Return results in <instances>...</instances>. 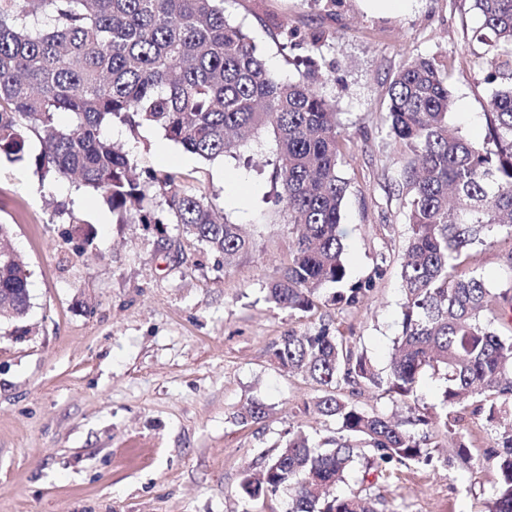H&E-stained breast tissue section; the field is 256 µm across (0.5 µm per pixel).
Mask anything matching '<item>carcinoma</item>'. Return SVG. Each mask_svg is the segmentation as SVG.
<instances>
[{
	"instance_id": "1",
	"label": "carcinoma",
	"mask_w": 512,
	"mask_h": 512,
	"mask_svg": "<svg viewBox=\"0 0 512 512\" xmlns=\"http://www.w3.org/2000/svg\"><path fill=\"white\" fill-rule=\"evenodd\" d=\"M483 18L473 38L487 46L498 83L483 113L486 136L465 138L449 120L447 77L433 59L406 61L390 83L388 136L409 161L398 186L408 210L400 256L404 294L401 332L389 370L329 323L289 331L275 360L321 387L304 411L333 418L343 435L315 440L301 429L243 471L248 499L288 493L286 512H382L384 501L337 493L351 480L387 479L393 470L438 459L408 418L384 415L341 395L382 392L406 404L420 376L442 374L440 408L455 458L471 459L456 432L470 402L487 406L495 424L512 410V338L493 328L492 292L467 259L494 234L512 238V0H470ZM315 71L285 81L270 70L250 37L230 24L224 0H0V160L26 162L41 176L76 178L112 211L118 224H160L145 188L161 196L183 235L233 262L253 245L240 225L216 215L188 177L141 168L102 129L144 126L206 161L235 157L244 133L269 127L276 141L274 180L288 223L297 225L288 263L266 299L290 313L319 309L325 299L355 307L373 282L348 283L342 212L348 191L338 170L345 140L336 103L315 87ZM71 116L62 127L57 114ZM41 149L35 153L31 139ZM0 224V320L28 314V276ZM268 406L253 401L238 414L259 423ZM485 463L497 482L485 512H512V428L494 429Z\"/></svg>"
}]
</instances>
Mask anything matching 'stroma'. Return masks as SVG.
Wrapping results in <instances>:
<instances>
[{"label":"stroma","mask_w":512,"mask_h":512,"mask_svg":"<svg viewBox=\"0 0 512 512\" xmlns=\"http://www.w3.org/2000/svg\"><path fill=\"white\" fill-rule=\"evenodd\" d=\"M267 66L296 79L312 61L323 95L335 99L347 140L339 160L349 189L343 208L348 279L374 278L355 307L320 306L315 315L265 301L264 288L288 258L295 230L276 205L272 131L259 129L238 157L211 162L154 127L107 134L139 166L190 175L229 222L244 225L252 249L232 264L181 235L165 201L146 194L158 221L118 224L98 196L65 178H41L23 162L0 160V223L29 272L22 322L0 321V512H283L282 498H242L248 464L273 453L302 427L336 434V420L303 411L320 394L311 380L274 363L271 346L319 321L338 326L387 372L401 330L397 257L407 232L398 173L407 161L387 134L388 88L409 56L433 58L448 76L451 122L482 139L495 90L473 32L481 16L469 0H409L405 10L366 0H225ZM302 40L284 46L279 25ZM95 238L83 246L78 225ZM471 265L495 294L512 290V240L477 246ZM440 375H422L409 404L363 392L360 405L403 416L416 437L451 441L439 412ZM258 400L265 421L240 424L236 412ZM470 464L399 467L385 481L350 483L384 497L386 512H484L497 481L483 458L493 433L485 412L468 408Z\"/></svg>","instance_id":"stroma-1"}]
</instances>
